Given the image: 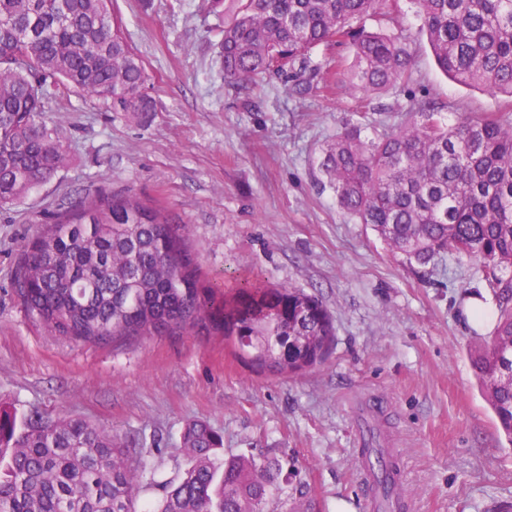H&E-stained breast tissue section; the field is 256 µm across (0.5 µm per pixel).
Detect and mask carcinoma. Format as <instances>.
Instances as JSON below:
<instances>
[{
  "mask_svg": "<svg viewBox=\"0 0 512 512\" xmlns=\"http://www.w3.org/2000/svg\"><path fill=\"white\" fill-rule=\"evenodd\" d=\"M440 70L512 98V0H411ZM398 0H210L224 14V82L251 92L257 79L292 80L309 93L311 53L348 44L354 64L336 83L372 95L409 79L405 38L355 25ZM103 99L115 112L154 111L146 75L112 14V0H0V207L21 199L64 161L61 130L44 118L48 82ZM321 171L344 214L366 224L427 273L466 259L493 295L495 326L470 357L484 396L512 443V120L496 113L447 125L434 102L411 100L398 126L364 139L346 126L322 149ZM185 226L135 194L100 195L54 217L22 249L15 286L51 333L103 343L179 329L220 333L258 372L294 374L321 364L335 337L330 312L292 286L246 281L221 302L201 285ZM189 464L163 486L157 506L137 509L146 467L130 449L79 417L20 415L0 405V512H308L297 472L275 460L229 456L206 423L181 435Z\"/></svg>",
  "mask_w": 512,
  "mask_h": 512,
  "instance_id": "carcinoma-1",
  "label": "carcinoma"
}]
</instances>
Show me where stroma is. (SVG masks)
<instances>
[{"label": "stroma", "instance_id": "35a3bbf8", "mask_svg": "<svg viewBox=\"0 0 512 512\" xmlns=\"http://www.w3.org/2000/svg\"><path fill=\"white\" fill-rule=\"evenodd\" d=\"M402 10L395 26L415 60L408 81L367 97L348 88L296 96L275 77L248 94L225 84L224 18L207 0H112L155 110L139 122L49 86L46 118L67 132V161L0 210V402L117 434L132 462L155 472L145 502L180 480L181 433L203 421L224 439L220 457L262 454L299 471L313 512H365L355 401L375 392L389 401L381 426L399 442L411 512H512V446L470 358V297L491 300L489 288L464 260L426 276L410 268L341 212L319 167L342 126L374 137L413 98L433 99L451 124L512 114L511 98L441 74L413 5ZM101 193L137 194L185 225L205 287L257 278L319 298L336 328L327 359L273 375L242 364L217 334L89 344L49 332L15 291L21 248Z\"/></svg>", "mask_w": 512, "mask_h": 512}]
</instances>
